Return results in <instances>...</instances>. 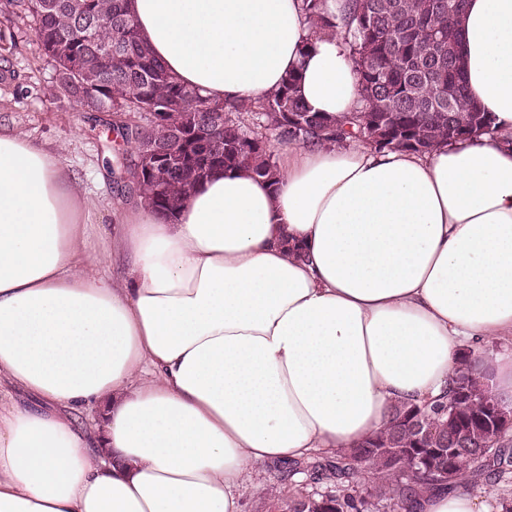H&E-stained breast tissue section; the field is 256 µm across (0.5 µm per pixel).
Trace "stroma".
<instances>
[{
  "label": "stroma",
  "mask_w": 512,
  "mask_h": 512,
  "mask_svg": "<svg viewBox=\"0 0 512 512\" xmlns=\"http://www.w3.org/2000/svg\"><path fill=\"white\" fill-rule=\"evenodd\" d=\"M52 61L23 21L0 17V123L22 137L53 149L62 148L76 183L90 195L89 243L108 245L121 208L105 160L107 133L74 105L53 101ZM278 465H259L241 484V512H278L267 494L277 482Z\"/></svg>",
  "instance_id": "1"
}]
</instances>
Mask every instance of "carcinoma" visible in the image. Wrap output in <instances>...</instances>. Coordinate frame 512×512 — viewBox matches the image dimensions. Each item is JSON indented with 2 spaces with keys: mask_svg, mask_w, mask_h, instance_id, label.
<instances>
[{
  "mask_svg": "<svg viewBox=\"0 0 512 512\" xmlns=\"http://www.w3.org/2000/svg\"><path fill=\"white\" fill-rule=\"evenodd\" d=\"M326 0H301L312 37L340 31L359 77L358 109L344 120L310 112L296 129L288 113L309 112L297 93L300 77L290 72L279 88L250 102L212 101L179 83L139 37L128 0H6V11L27 18L44 53L54 62L50 96L100 113L112 134L110 172L123 201L140 198L157 214L175 216L184 197L217 171L247 167L271 182L277 177L273 148L298 142L335 144L350 139L369 144L358 123L384 115L394 129L375 149L425 152L440 143L492 132V120L467 96L459 43L466 0H343L336 14ZM207 112L224 113L211 144L188 152L174 132L192 128ZM153 116L152 126L142 121ZM164 146L154 159L148 145ZM474 351L460 352L445 401L391 406L387 425L336 460L311 466L330 471L334 483L320 493L288 491L273 496L288 512H367L386 503L392 512H416L420 498L467 476H500L512 467V430H492L484 421L512 405L487 395ZM425 422L430 433L455 449L448 460L421 459L422 441L408 425ZM372 461L367 495L359 492L360 463Z\"/></svg>",
  "mask_w": 512,
  "mask_h": 512,
  "instance_id": "1",
  "label": "carcinoma"
}]
</instances>
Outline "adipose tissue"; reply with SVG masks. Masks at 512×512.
Instances as JSON below:
<instances>
[{
    "label": "adipose tissue",
    "instance_id": "adipose-tissue-1",
    "mask_svg": "<svg viewBox=\"0 0 512 512\" xmlns=\"http://www.w3.org/2000/svg\"><path fill=\"white\" fill-rule=\"evenodd\" d=\"M130 9L203 96L296 71L313 112L358 104L342 34L312 38L301 0ZM460 29L494 136L297 143L276 182L214 174L170 220L128 205L101 249L63 155L0 126V512H240L257 464L353 448L393 404L446 396L466 342L505 344L482 365L512 400V0H468Z\"/></svg>",
    "mask_w": 512,
    "mask_h": 512
}]
</instances>
